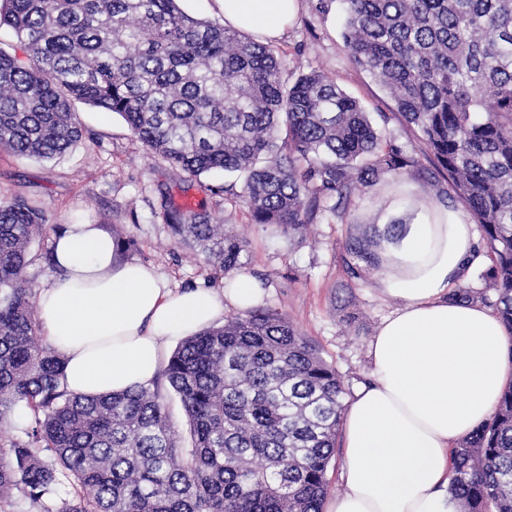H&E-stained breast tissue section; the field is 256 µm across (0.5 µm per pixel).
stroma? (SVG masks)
Masks as SVG:
<instances>
[{
	"mask_svg": "<svg viewBox=\"0 0 512 512\" xmlns=\"http://www.w3.org/2000/svg\"><path fill=\"white\" fill-rule=\"evenodd\" d=\"M341 32L338 10L324 11L322 0H299L296 17L273 42L286 63V78L322 72L371 116L385 114L384 132L420 156L422 164L421 170L398 177L384 174L358 187L343 218H319L301 237L251 223L244 208L216 192L231 182V175L195 178L174 169L136 141L121 116L105 119L99 108L82 103L75 110L84 136L64 156L36 160L0 150V201L22 196L42 208L45 226L31 252L49 251L55 230L64 224L90 222L106 232L117 229L137 239L132 259L153 266L175 290H218L224 279L192 247L177 243L163 218L165 206H188L223 220L248 243L245 271L264 284L261 307L286 314L338 371L347 394H355L370 379L368 342L395 304L378 288L376 269L351 277L347 248L376 225L392 223L416 200L442 208L452 189L446 178L435 176L434 162L424 157L416 133L397 118L389 92L352 63Z\"/></svg>",
	"mask_w": 512,
	"mask_h": 512,
	"instance_id": "obj_1",
	"label": "stroma"
}]
</instances>
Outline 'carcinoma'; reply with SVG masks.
<instances>
[{
  "mask_svg": "<svg viewBox=\"0 0 512 512\" xmlns=\"http://www.w3.org/2000/svg\"><path fill=\"white\" fill-rule=\"evenodd\" d=\"M180 0H6L0 27V147L52 159L82 138L73 104L120 115L132 136L191 176L237 172L220 187L255 224L299 235L341 218L359 185L418 165L360 102L312 71L291 84L272 46L194 17ZM352 62L388 90L490 260L483 303L512 332V0H337ZM224 275L247 242L205 212L166 213ZM43 210L0 201V424L20 403L32 423L0 451V512L68 484L57 512H322L345 389L279 310H247L185 338L165 370L190 425L183 454L157 389L78 396L44 344L26 269ZM119 256L136 249L112 232ZM357 263L376 265L360 241ZM493 295H488V292ZM462 512H512V383L490 419L452 450Z\"/></svg>",
  "mask_w": 512,
  "mask_h": 512,
  "instance_id": "1",
  "label": "carcinoma"
}]
</instances>
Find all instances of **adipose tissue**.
<instances>
[{
    "mask_svg": "<svg viewBox=\"0 0 512 512\" xmlns=\"http://www.w3.org/2000/svg\"><path fill=\"white\" fill-rule=\"evenodd\" d=\"M227 27L281 37L298 0H217ZM396 240L380 238L378 286L396 309L368 344L373 380L349 403L342 494L329 512H459L451 451L493 413L512 381V334L493 311L452 300L477 259L472 225L418 202ZM58 269L37 295L40 321L64 357L63 382L96 396L151 386L162 341L199 333L226 307L248 310L261 281L240 273L223 292L168 288L151 266L124 261L97 225H61Z\"/></svg>",
    "mask_w": 512,
    "mask_h": 512,
    "instance_id": "adipose-tissue-1",
    "label": "adipose tissue"
}]
</instances>
